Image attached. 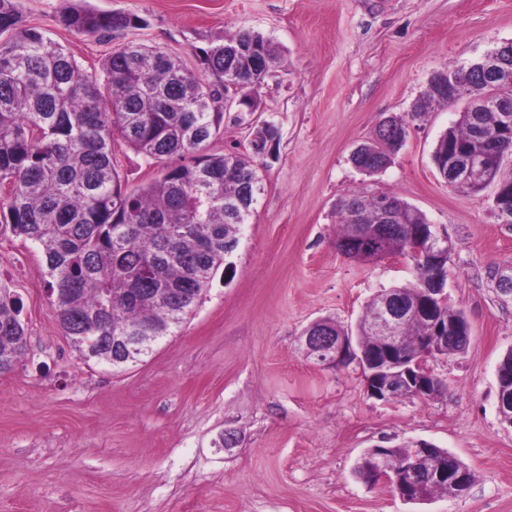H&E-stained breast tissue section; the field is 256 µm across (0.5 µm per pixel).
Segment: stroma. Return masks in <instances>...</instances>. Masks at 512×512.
<instances>
[{"label": "stroma", "mask_w": 512, "mask_h": 512, "mask_svg": "<svg viewBox=\"0 0 512 512\" xmlns=\"http://www.w3.org/2000/svg\"><path fill=\"white\" fill-rule=\"evenodd\" d=\"M136 15L140 29L100 43L67 29L65 0H18L29 25L85 72L137 40L208 79L203 49L240 28L269 38L286 67L258 109L228 114L213 153L251 150L264 192L229 272L143 361L116 372L85 364L61 329L40 247L0 232V279L23 302L27 354L0 374V512H512V428L498 414L497 369L512 352V300L488 279L512 266V224L494 188H450L432 153L460 106L411 121L405 145L366 175L351 152L378 123L406 116L430 77L512 41V0H86ZM390 192L454 243L449 304L469 324L464 352L428 362L445 390L430 399L372 398L358 362L308 357L302 332L332 319L356 327L379 293L412 282L409 259L360 262L336 248L338 202ZM423 440L474 475L456 497L403 500L355 468L371 447Z\"/></svg>", "instance_id": "stroma-1"}]
</instances>
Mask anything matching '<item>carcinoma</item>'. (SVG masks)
Here are the masks:
<instances>
[{"instance_id": "obj_1", "label": "carcinoma", "mask_w": 512, "mask_h": 512, "mask_svg": "<svg viewBox=\"0 0 512 512\" xmlns=\"http://www.w3.org/2000/svg\"><path fill=\"white\" fill-rule=\"evenodd\" d=\"M68 2L62 23L98 41L144 24L134 15L92 12L83 0ZM2 35L0 184L11 186L4 219L15 236L43 250L59 324L79 357L122 370L174 334L237 250L264 192L258 163L250 155L210 154L208 145L224 122V82L259 84L283 67V59L270 39L239 29L203 52L209 82L188 73L178 59L133 41L113 50L99 73L87 74L63 46L24 21L17 0H0ZM493 51V58L470 62V76L457 82L456 95L468 96L471 108L437 141L432 158L438 169L448 167V140L464 134L477 147L502 124L495 103L512 104V43ZM460 71L456 66L434 73L410 118L447 105L439 87ZM407 135L403 127L387 134L378 125L375 139L361 146L366 174L385 168ZM119 140L151 163L174 156L191 161L167 164L154 181L129 189L116 168ZM367 197L355 192L340 202L336 246L355 260H375L382 253L410 259L416 281L388 291L397 308L408 311L435 278L447 281L448 266L438 269L410 255L414 234L429 223L401 198L412 219L388 225L383 238L351 253L362 229L377 223L375 211L357 209ZM20 314L19 297L0 281V373L25 352ZM375 318L372 302L356 333L331 320L321 329L356 338L368 360L379 356L378 339L366 330ZM130 329L143 336L144 347L120 348ZM428 332L424 320L404 319L397 356L412 360ZM82 336L101 337L94 352L78 342ZM448 460L472 484L462 461L434 447L415 480L428 496L448 492L446 482L431 476Z\"/></svg>"}]
</instances>
